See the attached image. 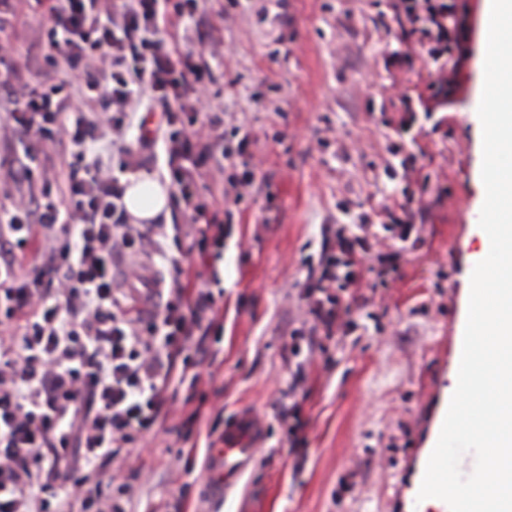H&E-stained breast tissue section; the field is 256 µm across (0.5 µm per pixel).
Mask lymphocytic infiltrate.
Here are the masks:
<instances>
[{
  "label": "lymphocytic infiltrate",
  "mask_w": 512,
  "mask_h": 512,
  "mask_svg": "<svg viewBox=\"0 0 512 512\" xmlns=\"http://www.w3.org/2000/svg\"><path fill=\"white\" fill-rule=\"evenodd\" d=\"M197 0H0V26L41 19L25 44L0 41V512H127V487L106 495L112 464L172 415L189 363L209 365L220 315L186 248L222 245L207 183L230 154L203 112L218 27H185ZM187 44L188 52L177 49ZM158 112L138 146L125 122ZM161 143L184 217L133 224L119 175ZM410 222L388 225L373 251L368 225L336 229L300 284L309 352L346 332L363 286L387 288ZM169 261L171 288L137 263Z\"/></svg>",
  "instance_id": "1"
}]
</instances>
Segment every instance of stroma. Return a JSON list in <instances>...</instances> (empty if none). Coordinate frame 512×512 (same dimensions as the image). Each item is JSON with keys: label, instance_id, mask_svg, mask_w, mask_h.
<instances>
[{"label": "stroma", "instance_id": "35a3bbf8", "mask_svg": "<svg viewBox=\"0 0 512 512\" xmlns=\"http://www.w3.org/2000/svg\"><path fill=\"white\" fill-rule=\"evenodd\" d=\"M464 3L458 99L427 113L420 101L439 75L403 0H200L195 19L224 26L212 63L233 160L224 178L251 185L210 209L224 245L209 247L203 279L224 320L210 333L212 367L179 392L202 416L189 439L165 430L129 449L114 475L135 490L132 512H396L398 481L455 374L481 247L484 0ZM408 198L421 240L392 288L326 341L316 365H300L290 287L305 277L302 260L328 249L325 225L389 224ZM295 401L296 443L280 419ZM248 410L263 424L261 451L223 499L206 482L209 448ZM179 453L190 472L168 469Z\"/></svg>", "mask_w": 512, "mask_h": 512}]
</instances>
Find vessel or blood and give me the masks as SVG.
<instances>
[{"mask_svg": "<svg viewBox=\"0 0 512 512\" xmlns=\"http://www.w3.org/2000/svg\"><path fill=\"white\" fill-rule=\"evenodd\" d=\"M261 427L250 414L240 415L224 430V441L209 451L208 478L219 489L231 490L258 457Z\"/></svg>", "mask_w": 512, "mask_h": 512, "instance_id": "obj_1", "label": "vessel or blood"}]
</instances>
